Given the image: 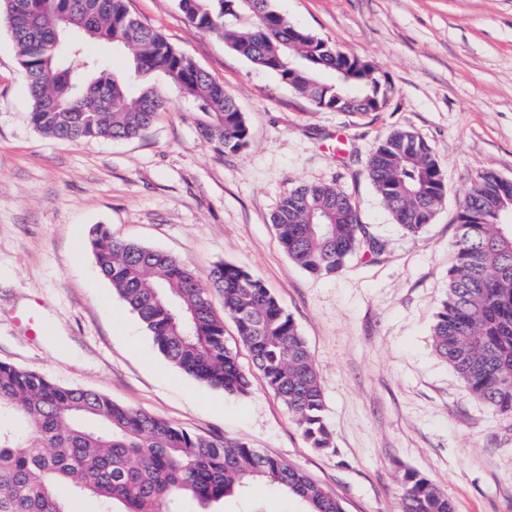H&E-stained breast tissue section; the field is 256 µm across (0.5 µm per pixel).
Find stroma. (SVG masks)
I'll return each mask as SVG.
<instances>
[{"label": "stroma", "mask_w": 512, "mask_h": 512, "mask_svg": "<svg viewBox=\"0 0 512 512\" xmlns=\"http://www.w3.org/2000/svg\"><path fill=\"white\" fill-rule=\"evenodd\" d=\"M289 22L371 60L390 93L367 114L315 107L223 39L195 29L177 0H127L234 95L247 147L202 141L178 91L131 140H59L29 120L25 73L0 14V362L201 436L239 439L289 460L337 493L345 512H398L404 471L448 493L456 512H512V420L495 416L432 346L448 286L458 205L476 173L512 180V0H273ZM408 129L432 148L446 198L404 234L365 173L370 149ZM331 183L383 242L330 276L309 275L271 218L299 184ZM114 238L174 254L207 274L244 265L274 293L318 368L334 449L311 448L253 375L228 395L174 368L99 274L88 248ZM222 512H302L264 485Z\"/></svg>", "instance_id": "stroma-1"}]
</instances>
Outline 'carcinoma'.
<instances>
[{
    "label": "carcinoma",
    "instance_id": "obj_1",
    "mask_svg": "<svg viewBox=\"0 0 512 512\" xmlns=\"http://www.w3.org/2000/svg\"><path fill=\"white\" fill-rule=\"evenodd\" d=\"M195 28L216 34L319 109L366 113L385 105L377 66L357 64L316 35L297 28L272 0H179ZM31 95L34 127L71 142L131 139L167 110L148 83L175 87L200 137L217 151L247 146L249 129L233 95L157 31L133 17L126 0H0ZM241 13L253 27L229 19ZM130 56L110 76L89 42ZM325 71L336 80L321 79ZM367 174L407 235L431 223L446 195L443 170L427 142L396 130L367 160ZM455 261L436 314L432 340L464 387L492 414L512 419V182L477 173L459 204ZM282 248L312 275L338 272L354 256L383 245L361 223L355 202L329 183L284 193L273 214ZM89 248L104 280L152 336L159 352L195 380L245 395L250 372L224 340L231 319L252 369L293 414L311 447L332 449L318 370L293 318L264 282L233 263L201 278L167 252L91 230ZM223 298L219 315L211 294ZM400 512H455L453 501L420 473L407 470ZM297 499L304 512H345L339 497L285 459L230 438L208 439L91 390L0 363V512H201L255 484Z\"/></svg>",
    "mask_w": 512,
    "mask_h": 512
}]
</instances>
